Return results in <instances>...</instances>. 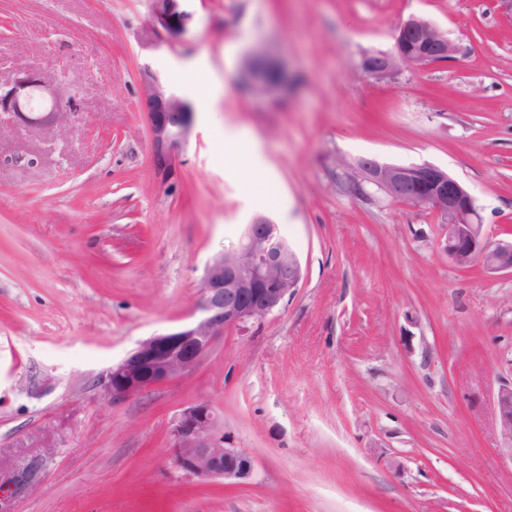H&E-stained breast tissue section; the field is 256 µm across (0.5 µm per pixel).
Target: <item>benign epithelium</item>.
I'll return each instance as SVG.
<instances>
[{
  "instance_id": "7a95c632",
  "label": "benign epithelium",
  "mask_w": 512,
  "mask_h": 512,
  "mask_svg": "<svg viewBox=\"0 0 512 512\" xmlns=\"http://www.w3.org/2000/svg\"><path fill=\"white\" fill-rule=\"evenodd\" d=\"M153 46H174L189 34L194 13L190 0H147ZM455 47L433 24L410 18L396 27L393 49L367 53L363 72L377 79L391 77L410 67L446 61ZM254 51L238 74L242 89L273 101L288 85L281 63H261ZM140 90L152 144V162L164 181L175 172L181 151L191 134L194 112L190 102L168 86L150 66L141 68ZM47 86L39 74L28 72L6 86L0 85V121L13 117L26 123L50 125L77 111L74 98L53 97L47 115L32 118V92ZM360 192L370 189L387 197L434 209L446 232L438 246L458 268L478 263L488 273H512V240L493 242L482 224L479 208L468 189L443 169L431 164L395 165L362 159L351 177ZM304 279L302 262L278 225L260 217L245 225L238 246L219 253L207 263L198 298L180 325L138 342L124 359L112 364L101 384L112 401L138 397L157 385L193 373L215 339L231 327L260 324L278 311ZM494 421L503 440L501 453L512 461V384L499 386L493 395ZM217 415L208 401L183 409L170 429L175 465L199 479L222 478L237 483L248 479L253 460L224 445L216 433Z\"/></svg>"
}]
</instances>
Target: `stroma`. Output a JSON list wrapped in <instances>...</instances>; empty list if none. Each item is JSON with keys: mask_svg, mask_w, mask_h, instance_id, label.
Masks as SVG:
<instances>
[{"mask_svg": "<svg viewBox=\"0 0 512 512\" xmlns=\"http://www.w3.org/2000/svg\"><path fill=\"white\" fill-rule=\"evenodd\" d=\"M175 47H148L146 0H0V81L42 72L79 111L0 125V512H512L492 396L512 381V275L462 270L430 208L345 189L362 158L430 163L512 239V15L497 0H193ZM412 16L450 61L360 68ZM293 80L245 94L244 54ZM194 106L157 178L139 71ZM258 137L259 157L227 138ZM279 224L305 269L259 325L194 373L112 402L102 373L192 310L208 260ZM205 400L241 484L184 475L170 426Z\"/></svg>", "mask_w": 512, "mask_h": 512, "instance_id": "obj_1", "label": "stroma"}]
</instances>
